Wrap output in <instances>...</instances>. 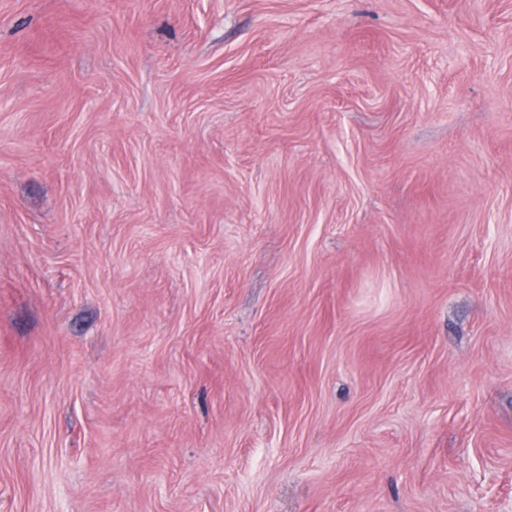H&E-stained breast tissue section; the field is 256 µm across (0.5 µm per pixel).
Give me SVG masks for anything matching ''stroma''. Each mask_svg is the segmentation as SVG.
<instances>
[{"label": "stroma", "mask_w": 512, "mask_h": 512, "mask_svg": "<svg viewBox=\"0 0 512 512\" xmlns=\"http://www.w3.org/2000/svg\"><path fill=\"white\" fill-rule=\"evenodd\" d=\"M0 512H512V0H0Z\"/></svg>", "instance_id": "obj_1"}]
</instances>
